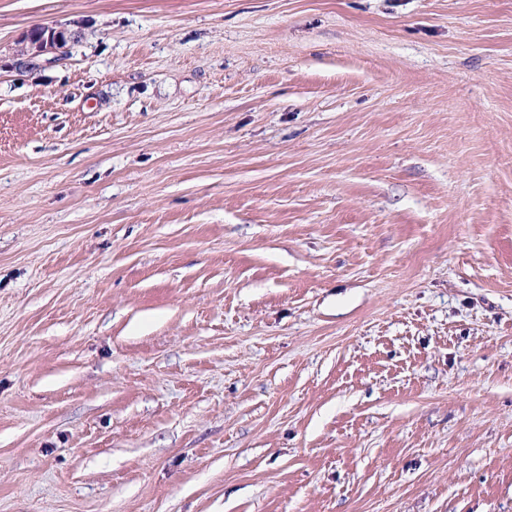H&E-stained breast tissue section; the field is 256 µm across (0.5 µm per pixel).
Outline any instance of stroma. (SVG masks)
Instances as JSON below:
<instances>
[{
    "label": "stroma",
    "instance_id": "1",
    "mask_svg": "<svg viewBox=\"0 0 512 512\" xmlns=\"http://www.w3.org/2000/svg\"><path fill=\"white\" fill-rule=\"evenodd\" d=\"M0 512H512V0H0ZM71 38L64 28L41 27L34 32L29 30L22 37L20 53L29 59L38 58L48 53H62L64 43Z\"/></svg>",
    "mask_w": 512,
    "mask_h": 512
}]
</instances>
